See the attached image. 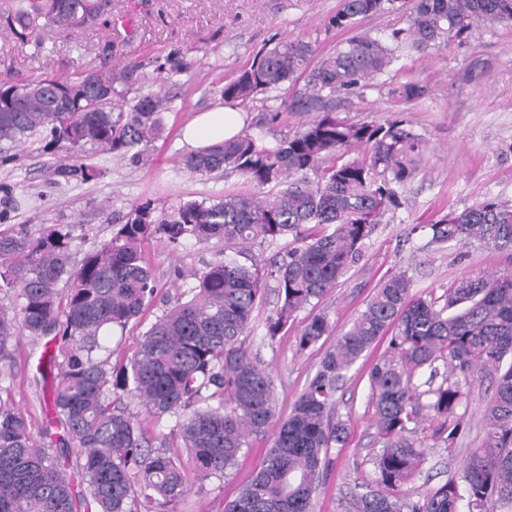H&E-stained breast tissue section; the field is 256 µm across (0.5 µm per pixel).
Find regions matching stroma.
Segmentation results:
<instances>
[{"instance_id":"stroma-1","label":"stroma","mask_w":512,"mask_h":512,"mask_svg":"<svg viewBox=\"0 0 512 512\" xmlns=\"http://www.w3.org/2000/svg\"><path fill=\"white\" fill-rule=\"evenodd\" d=\"M124 23L119 45L121 63L138 68L131 95L152 86L156 68L167 56L190 49L192 63L177 84L168 86L173 109L163 115V130L145 156L115 157L86 147L72 151L69 163L94 170L87 181L54 175L56 154L44 150V141L30 139L24 147L0 148V186L10 187L21 201L10 223L31 227L76 225L71 251L75 259L99 248L112 236L132 205L151 202L157 210L173 211L188 200H199L240 186L237 174H215L201 179L187 172L182 161L189 154L180 131L200 112L221 98L225 78L250 64L263 48L284 39L311 42L325 54L343 40L332 29L330 17L338 0H113ZM96 32L50 33L42 53L14 47L0 32V81H18L44 71L79 72L93 63L91 47ZM417 80L426 95L413 102L394 97L392 87ZM333 114L352 123L402 121L423 144V159L401 193L398 209L384 213L369 239L363 258L349 269L319 304L334 327L333 335L315 346L299 349L297 338L307 317L299 312L288 334L268 339L265 312L256 313L251 326V349L277 375V411L286 418L313 377L325 350L364 310L376 285L387 275L405 273L413 293L438 298L462 276L512 271V253L479 242L437 244L426 226L442 215L488 197L512 205V24L479 30L474 40L442 44L427 54L404 52L392 69L370 81L362 95H337ZM244 130L272 142L302 131L314 118L310 112L276 113L274 107L254 101L245 107ZM223 246L212 241H187L172 249L156 238L148 254L159 280V293L139 320L126 329L103 332L102 345L114 351L119 364L135 352L143 334L177 295L193 288L195 275L205 264L222 260ZM377 344L350 369L337 394L336 414L350 423L345 447L334 449L332 468L315 493L313 512H347L345 494L355 483H373V459L381 447L372 422L368 373L384 351ZM20 356L12 369L0 374V387L9 389L16 408L42 425L43 394L50 378L36 365L40 343L21 337ZM488 383L471 387L467 429L452 448L434 443L428 423L417 436L426 447L424 474L403 488L407 499L424 497L449 476L459 475L470 448L485 430L484 408ZM269 440L253 441L224 479L211 478L191 485L174 512H221L258 469Z\"/></svg>"}]
</instances>
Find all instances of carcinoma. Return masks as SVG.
Instances as JSON below:
<instances>
[{
	"label": "carcinoma",
	"mask_w": 512,
	"mask_h": 512,
	"mask_svg": "<svg viewBox=\"0 0 512 512\" xmlns=\"http://www.w3.org/2000/svg\"><path fill=\"white\" fill-rule=\"evenodd\" d=\"M396 0H339L329 20L349 33L336 49L315 57L303 40H284L256 53L249 67L224 83L226 102L247 104L291 83L304 82L285 112L319 116L296 135L266 142L246 131L187 155L184 168L202 178L231 170L243 187L220 197L190 200L172 213L151 202L132 206L99 248L75 262L76 226L33 229L0 223V372L15 362L19 335L43 342L41 359L56 370L44 396L47 425L61 424L59 451L37 444L32 421L0 399V512H169L193 479H221L249 439L264 438L277 416L272 372L253 356L250 324L268 280L280 304L267 316L266 336L288 332L298 312L316 308L363 256L380 217L401 205L398 188L418 168L419 137L387 124L348 123L324 111L336 94L359 95L403 48L426 51L449 40L466 43L479 25L512 23V0H411L408 27L383 38L362 29L364 19ZM119 15L112 0H0V29L15 45L43 49L51 31L96 30L111 54L75 73L0 83V142L39 134L54 150L91 145L104 153L142 157L162 131L171 99L163 89L114 111L119 89L136 80L138 66L116 58ZM189 63L179 52L160 67V85ZM22 87L21 99L13 96ZM427 92L419 81L392 89L406 102ZM356 146L361 157L336 162ZM54 173L86 181L93 170L59 163ZM437 243L477 241L512 250V207L493 198L450 212L429 225ZM161 234L177 246L186 239L224 243V260L196 274L189 298H177L142 334L128 362L116 369L103 356L100 332L124 328L154 300L158 282L145 243ZM293 246L269 262L255 250L280 237ZM323 312L309 313L301 349L331 335ZM384 353L368 374L373 423L382 448L374 484L349 490L351 512H512V272L462 277L443 305L417 296L396 272L380 282L350 329L326 349L315 375L274 433L261 467L222 512H312L313 495L345 447L347 421L335 416L336 392L346 373L382 336ZM448 369L440 383L439 366ZM429 372L427 381L418 375ZM488 377L492 396L486 432L469 450L462 475L429 495L406 500L402 488L421 474L425 448L416 426L451 448L463 433L473 383ZM137 402L158 422L173 419L187 456L166 449L131 412ZM67 448L82 458L67 473Z\"/></svg>",
	"instance_id": "obj_1"
}]
</instances>
